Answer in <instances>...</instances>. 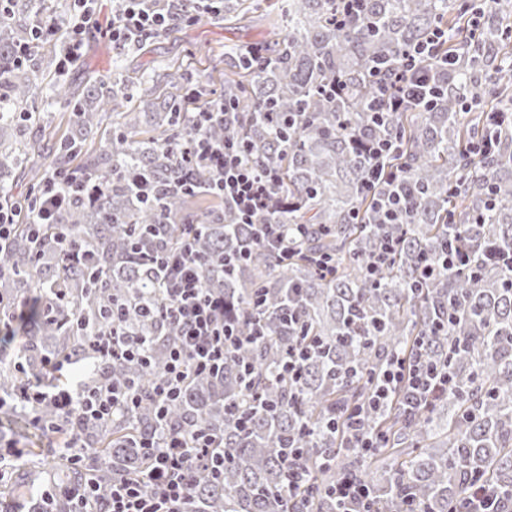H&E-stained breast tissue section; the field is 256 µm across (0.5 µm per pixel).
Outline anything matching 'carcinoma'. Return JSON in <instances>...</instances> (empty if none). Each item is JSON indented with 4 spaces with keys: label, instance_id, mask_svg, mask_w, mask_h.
<instances>
[{
    "label": "carcinoma",
    "instance_id": "cac0c4a2",
    "mask_svg": "<svg viewBox=\"0 0 512 512\" xmlns=\"http://www.w3.org/2000/svg\"><path fill=\"white\" fill-rule=\"evenodd\" d=\"M0 20V207L18 202L12 176L36 183L38 192L59 184L58 172L105 184L95 199L67 195L57 217L91 263L56 258L57 229L45 227L38 248L21 227L0 251L10 275L0 281V320L10 321L17 299L38 290L32 344L20 358L27 380L66 386L43 376L39 343L54 342L58 355L83 357L90 336L108 318L111 301L132 303L126 324L151 340L144 359L104 364L97 379L126 383L140 394L137 410L80 436L90 450L82 469L62 467L74 484L90 476L102 484L143 474L148 468L140 439L164 428L216 437L224 473L200 468L194 478L195 512H336L328 493L354 474L371 490L367 506L383 512H448L463 508L478 482L512 508V0H501L498 18L457 43L455 33L472 16L470 0H365L366 18L336 23V0H292L288 35L258 43L262 58L224 51V108L229 124L207 129L217 140L246 142L244 158L273 172L282 211L255 224L288 225V256L254 239V224H241L233 206L210 193L211 176L187 162L201 134L197 113L212 109L206 87L189 69L167 66L157 74L163 92L149 120L125 104L121 88L101 92L96 76L73 94L65 83L70 133L53 153L28 126L44 117L29 101L46 79L57 76V52L30 47L31 0H9ZM438 27L448 28L440 52H456L455 67L439 76V97L428 112H397L380 126L367 104L370 69L397 63L411 44ZM342 77L346 94L326 97ZM194 106L182 105L187 93ZM501 111L493 123L483 112L461 111L466 100ZM495 137L492 155L475 144ZM391 136L398 150L383 159L379 179L369 180L361 144ZM81 159L74 169L71 161ZM405 174L408 211L395 224L378 213L391 172ZM150 174L151 198L133 190L128 175ZM193 233L197 255L207 263L202 287L224 294L227 322L243 336L254 323L263 335L224 354V368L194 375L166 416L150 399L165 374L176 327L144 310L143 299L161 302L160 285L140 253L152 256ZM469 265L440 269L420 279L423 259L442 256L452 237ZM388 238L395 254L371 276L367 265ZM232 258L224 272L220 260ZM307 348L301 376L288 377V351ZM421 353L450 374L428 404L409 412L400 387L383 406H369L388 361ZM22 387L9 367L0 368V393L10 399ZM259 394L264 405L252 406ZM364 413L381 447L365 452L343 436L346 416ZM305 475L290 492L285 457Z\"/></svg>",
    "mask_w": 512,
    "mask_h": 512
}]
</instances>
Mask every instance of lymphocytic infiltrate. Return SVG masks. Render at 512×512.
<instances>
[{"label": "lymphocytic infiltrate", "instance_id": "lymphocytic-infiltrate-1", "mask_svg": "<svg viewBox=\"0 0 512 512\" xmlns=\"http://www.w3.org/2000/svg\"><path fill=\"white\" fill-rule=\"evenodd\" d=\"M97 2L74 0L76 18L60 53V68L79 60L86 25L96 12ZM177 19L176 13L154 6L152 0H114L105 33L113 46L125 47L166 31ZM444 36V31H433L426 40L408 47L396 67L377 68L371 75L375 94L369 111L382 117L412 108L428 111L439 90L438 73L452 64L451 58L438 52ZM194 155L210 172L212 189L234 204L241 223H250L260 212H275L274 177L244 161L241 140H215L203 135L194 143ZM151 272L162 288V316L178 328L165 375L151 391L155 401L164 406L178 398L190 376L223 365L225 351L238 337L224 320L223 297L209 294L202 286L205 269L191 240L160 255ZM148 342V337L128 329L125 307L116 303L110 319L91 337L87 358L98 363L131 360L143 356ZM447 380L446 374L425 359L400 355L389 362L375 397L385 400L404 382L410 393L407 405L415 410L425 404L432 386ZM16 402L32 416L39 404L49 402L63 420L102 425L116 415L131 413L139 395L108 380H86L70 390L37 381L21 391ZM139 445L152 461L146 475L123 477L107 487L92 478L81 484L52 481L42 493L44 502L61 501L71 506L72 512H192L193 472L199 463L209 460L213 436L201 429L187 435L151 434L142 437ZM146 481L152 484V493L143 492Z\"/></svg>", "mask_w": 512, "mask_h": 512}]
</instances>
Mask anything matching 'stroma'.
<instances>
[{"instance_id": "1", "label": "stroma", "mask_w": 512, "mask_h": 512, "mask_svg": "<svg viewBox=\"0 0 512 512\" xmlns=\"http://www.w3.org/2000/svg\"><path fill=\"white\" fill-rule=\"evenodd\" d=\"M288 0H267L266 7L250 10L243 18H206L201 22L182 26L177 33L151 36L140 46L122 51L103 45V34L95 27H87L84 36L83 57L79 65L65 75L74 87L83 86L90 74H97L104 82L120 79L129 82L149 72L151 68L168 62L183 64L207 80L212 95L224 92V80L210 69V60L225 47L239 50L265 40L270 35L267 11H274L280 19L288 17ZM37 112L53 113L51 129L30 128V135L42 139L46 147H53L68 132V112L64 100L55 98L49 85H42L31 105ZM63 448L57 441L33 425L28 416L11 407L0 408V454L19 457L27 464L37 459H56Z\"/></svg>"}]
</instances>
